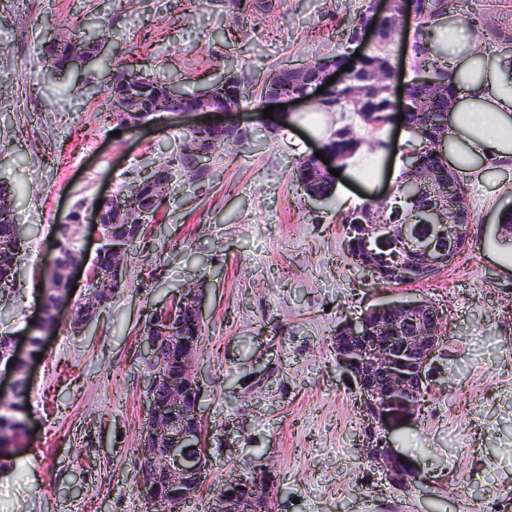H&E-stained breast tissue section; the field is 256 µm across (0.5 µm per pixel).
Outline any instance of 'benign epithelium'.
Returning a JSON list of instances; mask_svg holds the SVG:
<instances>
[{
	"label": "benign epithelium",
	"instance_id": "7a95c632",
	"mask_svg": "<svg viewBox=\"0 0 512 512\" xmlns=\"http://www.w3.org/2000/svg\"><path fill=\"white\" fill-rule=\"evenodd\" d=\"M372 0L373 20L370 26L358 29L353 42L365 39L375 45L386 46L394 42L396 26L402 21L404 7L413 0ZM42 54L53 72L66 71L88 58L80 42L72 43L67 54L60 52V42L50 38L44 42ZM333 84H327L331 76ZM344 82L334 62L329 61L313 81L311 94L299 99L293 96H271L273 103H289L295 100L318 104L332 97L336 87ZM325 87L323 93L318 88ZM232 114L234 110L224 107V98L204 92L194 100L186 101L169 111L161 120L149 119L140 107L133 103L126 109L123 119L113 121L122 129H137L157 125L175 116L185 114ZM205 150L186 143L181 150L190 156L199 167L211 158L212 148ZM319 151L328 159L324 163L315 154H309L316 169L327 171L341 169L336 153L326 146ZM171 173L160 180L156 177L137 182L130 190L140 194L145 204H157L172 186ZM430 215L437 219L448 218V224L437 226L435 237L417 247L412 244L409 225L394 223L385 210L371 211L365 220L352 225L357 237L366 243L379 245L382 252L365 251L350 256L353 266L368 276L409 283L419 270L448 267V260L464 251L469 242L470 225L467 217L455 208L448 207L443 196L434 191L428 206ZM87 221L98 227L106 223L105 210H96L76 204L57 223L62 230L73 231ZM129 239L114 237L102 244L95 258L107 254L112 258V275L117 280H126L125 255ZM56 255L48 268V274L59 273L65 287L60 289L56 308L74 312L75 304L71 291L72 274L88 265L89 255L84 247L55 245ZM444 319L442 310L424 299H406L376 303L359 317L342 324L337 332L332 350L336 364L346 381L353 385L359 396L360 410L365 418L362 431L361 451L365 459L378 465L385 479L395 489L405 482L408 475H417L414 460L400 461L404 452L391 445V435L412 419L426 384L431 377L434 360L440 352L442 336L437 324ZM188 321L203 324L202 302L180 305L156 313L151 331L141 340L148 359L145 374L146 427L138 448V462H147L155 471L164 475L158 483L138 468L137 492L148 506V512H176L180 505L197 495L208 480L209 465L206 464V449L203 448V425L200 415L202 389L195 372V347L201 337L194 333L175 335L171 326L175 322ZM37 357L30 352L28 339L8 338L5 351L0 352V381L8 379L6 392L0 393V402L10 400L22 382H31L30 368ZM14 366H9V363ZM165 390L166 399L157 401L152 392ZM242 481L233 475L224 479L223 489L217 494L212 512H268L264 504L272 498L276 485L271 472L256 478L246 488L227 493L225 488Z\"/></svg>",
	"mask_w": 512,
	"mask_h": 512
}]
</instances>
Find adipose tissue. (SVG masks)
<instances>
[{
  "mask_svg": "<svg viewBox=\"0 0 512 512\" xmlns=\"http://www.w3.org/2000/svg\"><path fill=\"white\" fill-rule=\"evenodd\" d=\"M429 46L447 50L456 90L445 133L449 166L479 176L512 169V56L491 58L477 48L462 15L439 23Z\"/></svg>",
  "mask_w": 512,
  "mask_h": 512,
  "instance_id": "1",
  "label": "adipose tissue"
}]
</instances>
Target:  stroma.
Returning a JSON list of instances; mask_svg holds the SVG:
<instances>
[{
	"label": "stroma",
	"mask_w": 512,
	"mask_h": 512,
	"mask_svg": "<svg viewBox=\"0 0 512 512\" xmlns=\"http://www.w3.org/2000/svg\"><path fill=\"white\" fill-rule=\"evenodd\" d=\"M366 0H282L274 13L228 20L222 0H0V181L15 189L25 249L0 335L34 333L53 226L74 204L122 194L165 163L188 120L112 136L85 93L113 69L178 77L204 92L234 63L250 92L243 145L217 152L205 178L175 180L128 259V284L83 332L60 320L31 369L27 442L0 460V512H144L136 482L145 421L139 340L152 313L201 284L196 360L209 480L182 512H211L227 473L272 469L275 512H512V266L494 241L512 206V170L468 180L474 219L455 264L429 280L364 286L342 213L385 185L340 175L335 200L311 202L291 179L318 148L305 130L264 118L257 95L273 71L315 57L370 52L346 42ZM92 17L104 60L49 74L47 36ZM382 298L443 309L445 339L420 411L393 439L420 479L393 489L364 461L358 402L336 365L337 325Z\"/></svg>",
	"instance_id": "1"
}]
</instances>
